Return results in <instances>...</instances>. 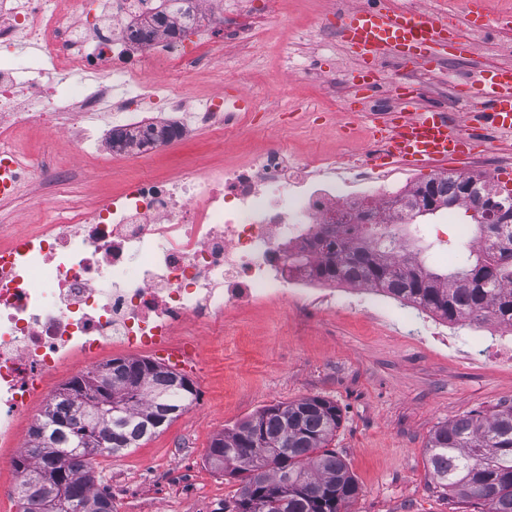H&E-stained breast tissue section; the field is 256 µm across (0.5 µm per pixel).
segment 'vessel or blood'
Masks as SVG:
<instances>
[{
  "instance_id": "1",
  "label": "vessel or blood",
  "mask_w": 512,
  "mask_h": 512,
  "mask_svg": "<svg viewBox=\"0 0 512 512\" xmlns=\"http://www.w3.org/2000/svg\"><path fill=\"white\" fill-rule=\"evenodd\" d=\"M335 24L362 57L382 47L394 49L407 62L440 48L462 55L471 51L469 42L456 40L447 21L427 10L386 14L377 8H353L336 13ZM470 99L475 110L466 113L463 125L454 129L448 125L447 114L437 109L373 123L372 135L382 145L380 163L440 167L452 161L462 165L470 160L475 143L470 124L512 131L511 67L481 73Z\"/></svg>"
}]
</instances>
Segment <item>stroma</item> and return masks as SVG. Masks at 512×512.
Wrapping results in <instances>:
<instances>
[{
  "label": "stroma",
  "mask_w": 512,
  "mask_h": 512,
  "mask_svg": "<svg viewBox=\"0 0 512 512\" xmlns=\"http://www.w3.org/2000/svg\"><path fill=\"white\" fill-rule=\"evenodd\" d=\"M405 0H286L288 24L261 34V47L238 32L259 28L260 18L244 14L224 30L226 66L247 74L267 114L255 137H215L200 131L158 152L149 165L79 160L68 139L49 138L32 127L17 135L20 148L41 151L51 144V164L63 176L54 182L32 179L0 202V224L28 229L48 212L75 205L95 206L118 192L128 174L159 178L175 175L186 162L208 169L247 156L265 141L282 140L300 155H336L368 148L372 116L405 110L403 98L388 85L362 91L354 77L359 58L340 33L325 27L338 7L399 9ZM451 26L468 30L473 51L429 63L403 62L395 53L376 55L383 73H403L416 84L414 111L443 109L460 124L468 105L458 85L474 81L491 66L512 67V30L501 28L498 13H512V0H488L485 26L469 30L462 0H441ZM303 81L292 80L291 69ZM330 101L344 105L335 123L305 122L310 107ZM485 142L466 165L449 172L490 173L512 189V134L485 132ZM387 300L385 310L344 305L310 308L299 299H280L230 314L237 335L211 343L200 369L186 370L195 392L188 409L140 447L94 459L95 487L112 499L114 512H224L239 481L207 461L212 440L263 407L308 396L328 399L342 411L331 443L360 487L351 512H474L471 504L448 496L433 478L427 444L435 429L460 416L491 415L512 407V364L497 355L479 356L489 338L485 326L457 324V349L426 339L428 314H402Z\"/></svg>",
  "instance_id": "stroma-1"
}]
</instances>
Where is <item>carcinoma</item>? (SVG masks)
I'll list each match as a JSON object with an SVG mask.
<instances>
[{"instance_id": "cac0c4a2", "label": "carcinoma", "mask_w": 512, "mask_h": 512, "mask_svg": "<svg viewBox=\"0 0 512 512\" xmlns=\"http://www.w3.org/2000/svg\"><path fill=\"white\" fill-rule=\"evenodd\" d=\"M467 179L468 193L459 174L424 182L407 202L412 216H434L450 203L471 208L490 182L473 175ZM423 189L435 200V209H421ZM480 216L477 234L488 246L448 266L435 261L434 244L422 237H414L410 249L417 261L397 263L379 242L350 245L335 231L314 244L318 260L303 249L289 261L312 269L323 280L349 279L379 288L450 323L492 321L511 329L512 223L494 224L485 213ZM107 374L111 376L108 393L88 411L92 420L105 424L104 447H81L83 436L66 426L77 400L96 393L98 374L92 371L72 379L32 428L42 450L27 448L15 461L23 476L17 486L19 512H47L43 495L30 477L58 472L65 478L55 512H112V499L94 488L88 458L138 447L180 416L193 394L175 385L178 373L148 359H114ZM340 423L341 412L334 402L309 396L264 407L213 439L207 454L211 465L224 461L229 474L244 482L248 460L264 448H277L278 462L266 473V481L288 480L284 506L266 504L256 510L251 506L253 498H245L241 491L224 505V512H349L359 487L330 448ZM427 448L432 475L449 496L474 501L483 506V512H512V407L489 417L479 412L458 417L436 429Z\"/></svg>"}]
</instances>
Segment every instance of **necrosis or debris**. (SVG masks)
Returning a JSON list of instances; mask_svg holds the SVG:
<instances>
[{"label":"necrosis or debris","instance_id":"necrosis-or-debris-1","mask_svg":"<svg viewBox=\"0 0 512 512\" xmlns=\"http://www.w3.org/2000/svg\"><path fill=\"white\" fill-rule=\"evenodd\" d=\"M253 2L193 0L186 16L171 0L170 23L197 36L190 49L154 25L160 0H0V58L34 46L48 62L27 75L0 66V155L20 178L45 179L44 158L20 150L15 133L39 126L71 139L81 158L104 159L113 131L138 133L144 112L171 113L176 142L195 128L259 132L223 93L193 94L196 70L224 57L225 15ZM134 29L143 40H130ZM54 73L76 78L68 97L47 87ZM123 75L137 87L118 95ZM372 168L368 153L304 159L271 141L204 173L185 167L164 180L131 177L98 206L28 231L1 224L0 471L26 446L18 418L61 372H89L113 349L201 362V341L224 337L225 313L321 290L322 280L290 266L288 256L328 224L356 240L363 203L376 210L384 248L403 254L396 229L410 215L401 191ZM334 298L322 292L323 302Z\"/></svg>","mask_w":512,"mask_h":512}]
</instances>
